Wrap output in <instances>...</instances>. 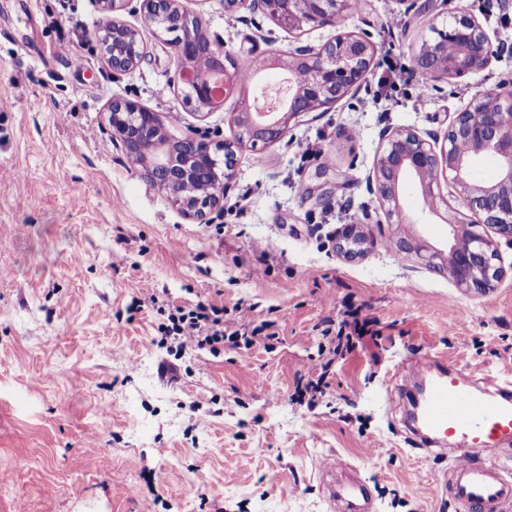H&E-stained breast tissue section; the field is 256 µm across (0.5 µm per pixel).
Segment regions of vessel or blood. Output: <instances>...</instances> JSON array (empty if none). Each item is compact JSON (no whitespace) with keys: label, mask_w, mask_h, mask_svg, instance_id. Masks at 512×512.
<instances>
[{"label":"vessel or blood","mask_w":512,"mask_h":512,"mask_svg":"<svg viewBox=\"0 0 512 512\" xmlns=\"http://www.w3.org/2000/svg\"><path fill=\"white\" fill-rule=\"evenodd\" d=\"M420 402L418 423L433 443L450 450V465L432 484L460 512H512V386L473 385L447 364ZM345 512H372L366 484L352 482L330 492Z\"/></svg>","instance_id":"obj_1"}]
</instances>
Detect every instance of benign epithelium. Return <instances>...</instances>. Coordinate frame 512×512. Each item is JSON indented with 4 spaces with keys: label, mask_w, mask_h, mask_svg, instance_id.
Listing matches in <instances>:
<instances>
[{
    "label": "benign epithelium",
    "mask_w": 512,
    "mask_h": 512,
    "mask_svg": "<svg viewBox=\"0 0 512 512\" xmlns=\"http://www.w3.org/2000/svg\"><path fill=\"white\" fill-rule=\"evenodd\" d=\"M103 2L112 16L99 31L98 50L112 71L130 72L143 59L139 32L119 17L123 0ZM249 2L262 6L290 32L336 28L352 12V0H224V9L231 11ZM143 13L147 25L164 34L176 33L169 44L174 49L178 82L187 89L185 102L203 117L223 109L233 90L227 72L233 55L224 43L209 39L199 18L183 10L179 0H143ZM430 31L431 38L414 58L416 70L429 82L482 70L498 51L482 23L464 11L432 22ZM376 53L374 42L344 31L318 48H298L299 63L288 65L287 94L262 95L255 118L246 117L238 124L240 133L233 141L215 143L198 133L176 138L158 113L129 99L112 102L108 125L146 182L162 189L177 209L203 223L207 211L223 200L238 153L259 142L275 143L284 137L292 120L340 102L366 78ZM484 153L496 155L501 164L500 177L491 186L475 185L470 179L476 155ZM441 175L456 184L465 209L478 217V223L492 226L512 243V85H497L472 98L456 113L441 143L403 130L386 134L372 185L385 216L401 224L405 182H418L423 209L432 213L430 202L440 198ZM191 183L207 187L208 196L186 192ZM364 243L355 224L346 225L339 236L340 250L350 257L360 253ZM402 250L416 253L439 272H448L470 291L485 292L503 275L495 263L492 241L477 230L468 232L464 247L453 242L446 251L430 252L410 239L403 241Z\"/></svg>",
    "instance_id": "benign-epithelium-1"
}]
</instances>
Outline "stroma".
<instances>
[{
	"label": "stroma",
	"mask_w": 512,
	"mask_h": 512,
	"mask_svg": "<svg viewBox=\"0 0 512 512\" xmlns=\"http://www.w3.org/2000/svg\"><path fill=\"white\" fill-rule=\"evenodd\" d=\"M181 4L239 65L336 32L293 34L259 9L227 13L224 0ZM459 9L500 52L416 103L429 21ZM61 14L72 21L58 29ZM393 15L405 21L395 33ZM120 16L144 57L116 74L84 34L102 24L100 0H0V512H331L325 483L343 462L376 512H459L431 492L449 460L414 444L396 374L438 358L478 383L512 381V246L486 228L504 274L482 294L461 288L399 246L412 237L444 248L450 218L474 223L456 186L440 182L445 205L424 215L407 184L410 221L390 224L371 175L385 131L444 136L474 95L512 84V0H367L340 27L377 45L366 79L280 141L244 151L203 223L141 178L106 128L110 103L137 101L173 135L195 128L221 142L288 70L254 73L201 119L142 0H125ZM392 62L408 83L393 85ZM310 142L322 157L304 156ZM353 223L368 245L348 259L336 242ZM267 240L264 260L255 246ZM152 294L229 319L245 310L276 336L217 354L159 346ZM348 302L373 334L335 360L316 406L301 405L296 385Z\"/></svg>",
	"instance_id": "stroma-1"
}]
</instances>
